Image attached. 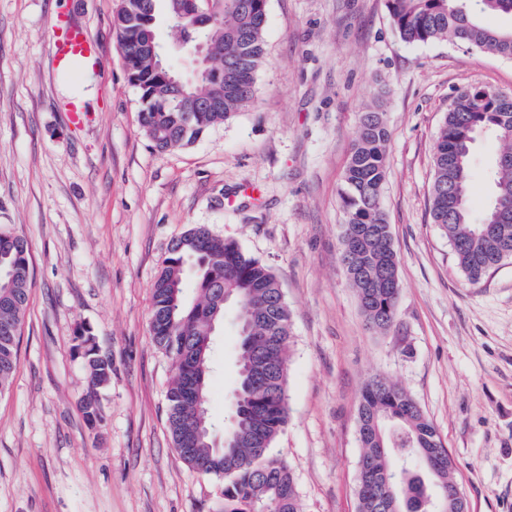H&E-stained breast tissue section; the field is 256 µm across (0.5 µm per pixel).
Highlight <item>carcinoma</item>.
Returning <instances> with one entry per match:
<instances>
[{
	"mask_svg": "<svg viewBox=\"0 0 512 512\" xmlns=\"http://www.w3.org/2000/svg\"><path fill=\"white\" fill-rule=\"evenodd\" d=\"M187 0H119L114 17L125 69L139 76L140 123L153 147L167 151L194 143L255 100V76L265 58L268 0H224L222 24L201 31L180 20ZM163 5L168 49L163 66L141 54L136 27ZM394 28L409 44L447 41L512 59V32L484 23L489 14L512 15V0H388ZM210 41L224 54V101L213 112L185 110L196 87L173 84L170 59L184 52L187 38ZM490 134L499 147L493 196L476 215L469 205L470 156L477 138ZM389 130L386 113H360L359 129L344 174L341 261L367 323L387 330L395 321L400 293V258L382 205ZM430 215L448 237L458 268L471 283L512 260V94L489 87L463 89L452 98L433 157ZM197 297L186 299L188 283ZM234 303L264 315V322L238 336L239 358L264 352L275 368L257 385L250 367L239 364L235 406L226 446L216 448L205 431L210 414L184 397V378L201 381L202 404L210 392L212 324L224 320V293ZM30 294L29 247L19 234L0 232V392L17 365L21 324ZM152 337L170 359L174 376L167 390V422L175 450L193 469L224 479L220 512H301L294 472L273 444L288 420V350L292 331L288 305L272 270L235 241L194 226L172 241L152 287ZM76 354L94 388L82 411L90 426L102 410L98 383L112 378V358L98 353L91 329L77 331ZM362 457L369 486L358 512H426L443 485H454V464L433 423L415 398L390 378L365 385L359 405ZM262 435L266 447L257 446Z\"/></svg>",
	"mask_w": 512,
	"mask_h": 512,
	"instance_id": "1",
	"label": "carcinoma"
}]
</instances>
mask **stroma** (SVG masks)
<instances>
[{
	"label": "stroma",
	"mask_w": 512,
	"mask_h": 512,
	"mask_svg": "<svg viewBox=\"0 0 512 512\" xmlns=\"http://www.w3.org/2000/svg\"><path fill=\"white\" fill-rule=\"evenodd\" d=\"M118 0H0V225L30 248L17 368L0 394V512H216L222 482L175 452L173 371L151 333L152 285L195 225L277 276L291 316L288 422L274 448L302 512H357L358 405L382 374L436 426L469 512H512V261L470 283L432 224L436 137L453 95L512 93V59L446 42L404 43L387 0H268L252 106L193 144L157 151L139 121L113 16ZM96 42L100 69L61 74L58 16ZM90 85L89 118L65 105ZM386 112L383 207L400 254L397 317L367 324L340 259L343 176L368 107ZM498 150L471 154L470 204L492 197ZM91 327L112 358L103 421L75 353ZM235 310L214 336L209 409L229 415Z\"/></svg>",
	"instance_id": "obj_1"
}]
</instances>
